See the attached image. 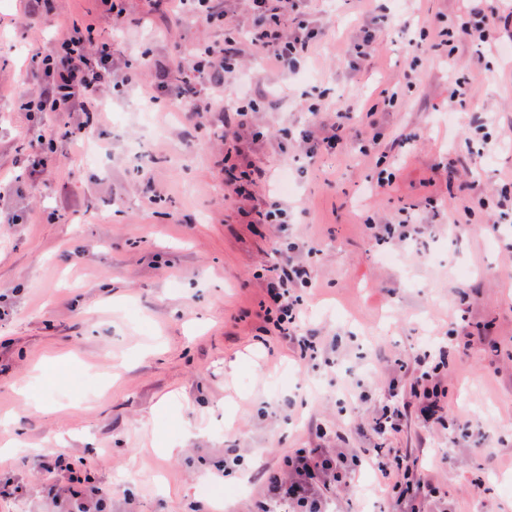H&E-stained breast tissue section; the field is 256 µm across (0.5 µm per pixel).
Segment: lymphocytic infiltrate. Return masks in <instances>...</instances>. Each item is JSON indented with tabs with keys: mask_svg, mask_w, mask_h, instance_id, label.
<instances>
[{
	"mask_svg": "<svg viewBox=\"0 0 512 512\" xmlns=\"http://www.w3.org/2000/svg\"><path fill=\"white\" fill-rule=\"evenodd\" d=\"M188 9L207 25L224 29L223 42L202 45L191 59L176 60L173 77L151 86L153 98L164 97L191 106L197 112L212 111L213 97L206 95L204 83L212 74L231 80L240 71L243 52H251L284 72H295L312 52L321 37L319 28L308 19V0H244L250 16L245 31L246 48H239L222 0H148L150 8L160 9L171 2ZM116 61L108 43H96L93 26L70 24L56 37L52 47L41 55L39 90L26 98L29 112H82L87 122H94L100 107L99 93L110 85ZM265 176L252 161H245L239 175L227 181L246 205V214L254 224H283L288 213L279 201H259L257 188ZM296 243L283 244V257L275 269V284L269 302L263 303V320L278 336L288 340L300 359L317 357L314 335L304 332V299L298 287L312 284L311 272L296 262L291 254ZM448 362L447 352L438 356L422 355L415 361L418 374L413 392L420 404V414L427 421L444 422L449 410L448 390L442 384L441 371ZM365 460L375 468L400 512H421L420 506L436 492L433 477L416 460L390 457L381 449L366 452ZM284 473L269 475L266 498L260 512H326L327 501L321 491L326 477L343 481L350 477L345 454L325 455L318 448H299L289 455Z\"/></svg>",
	"mask_w": 512,
	"mask_h": 512,
	"instance_id": "f902f5d3",
	"label": "lymphocytic infiltrate"
}]
</instances>
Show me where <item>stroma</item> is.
I'll return each mask as SVG.
<instances>
[{
	"label": "stroma",
	"instance_id": "stroma-1",
	"mask_svg": "<svg viewBox=\"0 0 512 512\" xmlns=\"http://www.w3.org/2000/svg\"><path fill=\"white\" fill-rule=\"evenodd\" d=\"M311 11L325 37L302 74L246 61L217 89L211 119L108 90V110L84 138L99 159L86 165L81 147L58 136L84 113L34 118L20 108L35 89L33 55L62 26L112 36L120 62L148 63L146 85L174 58L223 41V29L154 14L146 0H126L118 23L99 0H41L32 19L24 0L0 8V445L26 443L0 461L9 512H74L73 499L47 495L68 483L43 467L48 454L85 470L109 512L197 503L257 512L258 470H281L294 449L375 446L437 471L425 512H512L497 480L512 475V254L503 244L512 208L499 205L512 198V25L449 53L433 50L434 34L459 26L467 0H385L377 11L370 0H313ZM365 26L376 55L357 67L348 47ZM460 76L475 93L452 113ZM391 85L394 107L355 124L336 152L306 157L298 136L314 118L304 92L354 112ZM254 87L264 91L255 122L265 136L245 154L266 172L260 197L278 198L288 221L252 229L224 185V113ZM489 105L486 143L469 120ZM38 130L57 139L35 171L28 144ZM388 174L392 183L369 189ZM406 212L427 234L378 246L376 234ZM288 239L320 251L309 326L328 373L299 361L256 315L272 246ZM480 326L484 340L450 354L441 375L455 425L425 421L411 395L415 357L428 341ZM354 366L365 396L351 402ZM387 405L400 427L379 438L369 424ZM171 445L176 454H165ZM228 448L237 464H225ZM327 496L329 512L393 510L367 466Z\"/></svg>",
	"mask_w": 512,
	"mask_h": 512
}]
</instances>
